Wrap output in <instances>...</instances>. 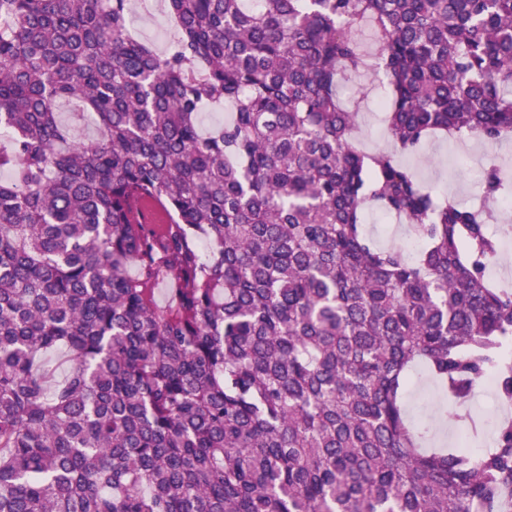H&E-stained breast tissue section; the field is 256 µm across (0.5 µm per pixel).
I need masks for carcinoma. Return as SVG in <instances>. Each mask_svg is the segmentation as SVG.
Returning <instances> with one entry per match:
<instances>
[{"label": "carcinoma", "instance_id": "cac0c4a2", "mask_svg": "<svg viewBox=\"0 0 512 512\" xmlns=\"http://www.w3.org/2000/svg\"><path fill=\"white\" fill-rule=\"evenodd\" d=\"M165 2L161 54L136 0H0V512H503L512 420L477 455L432 448L402 395L422 365L456 422L488 377L512 405V290L484 274L512 171L468 207L399 155L512 139V0ZM363 70L395 153L355 139L339 91ZM370 208L419 256L370 240ZM150 3L149 17L135 27L138 35L151 42L159 52L169 51L176 40L177 29L167 15L164 0H148ZM161 32L160 36L158 33ZM134 217L143 224H152V228L159 232L163 224H167L169 219L167 214L147 196L137 197L132 202Z\"/></svg>", "mask_w": 512, "mask_h": 512}]
</instances>
